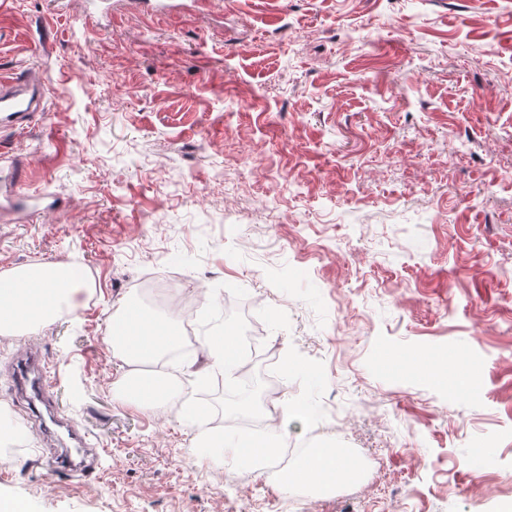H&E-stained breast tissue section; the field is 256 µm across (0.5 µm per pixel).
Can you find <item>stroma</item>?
<instances>
[{"label":"stroma","instance_id":"stroma-1","mask_svg":"<svg viewBox=\"0 0 512 512\" xmlns=\"http://www.w3.org/2000/svg\"><path fill=\"white\" fill-rule=\"evenodd\" d=\"M0 74L40 79L42 111L0 130L24 198L0 207V272L77 260L74 310L0 335V496L29 512H512V0H202L171 16L112 0H0ZM202 290L192 333L247 300L273 350L254 398L284 447L333 448L357 476L284 487L200 462L234 373L165 363L174 397L138 408L105 340L147 276ZM36 349L99 464L48 471L17 400ZM300 370H289L290 362Z\"/></svg>","mask_w":512,"mask_h":512}]
</instances>
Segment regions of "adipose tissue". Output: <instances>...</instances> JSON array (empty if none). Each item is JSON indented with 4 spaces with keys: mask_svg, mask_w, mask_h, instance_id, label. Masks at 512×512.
<instances>
[{
    "mask_svg": "<svg viewBox=\"0 0 512 512\" xmlns=\"http://www.w3.org/2000/svg\"><path fill=\"white\" fill-rule=\"evenodd\" d=\"M83 277L82 269L69 263H38L0 274V334L18 335L30 326L55 318L63 308L73 305L74 287ZM182 341V328L137 301L124 303L112 318L107 342L127 371L131 384L124 402L143 407L161 406L168 397V385L154 365L177 348ZM201 461L223 458L233 449L235 461H245L260 469L269 462L279 441L276 435L255 436L247 431L233 432L231 437L214 438L200 434L193 442ZM353 463L332 448H321L297 469L286 475V485L302 483L325 489L353 478Z\"/></svg>",
    "mask_w": 512,
    "mask_h": 512,
    "instance_id": "adipose-tissue-1",
    "label": "adipose tissue"
}]
</instances>
